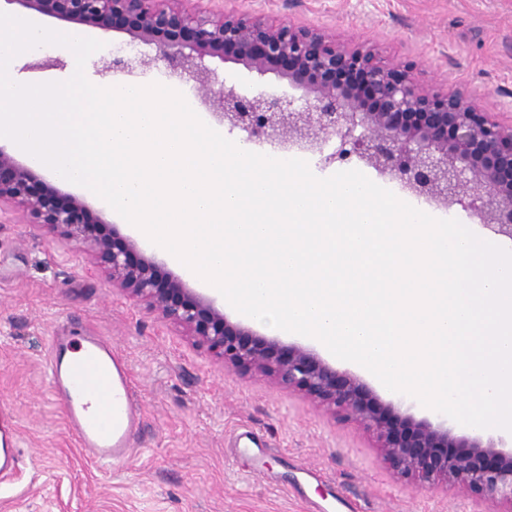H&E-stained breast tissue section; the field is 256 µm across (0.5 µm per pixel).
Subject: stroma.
Returning <instances> with one entry per match:
<instances>
[{
	"instance_id": "stroma-1",
	"label": "stroma",
	"mask_w": 512,
	"mask_h": 512,
	"mask_svg": "<svg viewBox=\"0 0 512 512\" xmlns=\"http://www.w3.org/2000/svg\"><path fill=\"white\" fill-rule=\"evenodd\" d=\"M215 7L263 12L319 27L346 42H375L387 60L420 63L438 88L479 100L512 92V0H215ZM102 49L86 61L94 85L154 82L181 93L190 83L164 66L100 77L101 59L126 37L87 29ZM35 67L16 56L19 83L63 82L76 69L71 50ZM45 190L83 199L91 220L116 239L129 224L94 193L46 179ZM94 329L123 355L137 385L143 423L120 465L100 469L71 437L47 376L49 338L58 325ZM12 416L20 463L0 477V512H498L499 502L455 489L413 487L382 460L357 424L334 418L311 399L258 375L227 367L179 326L113 287L88 246L64 245L41 224L0 222V409ZM261 438L258 459L230 447L241 427ZM261 462L265 478L249 471ZM317 477L308 481L305 470Z\"/></svg>"
}]
</instances>
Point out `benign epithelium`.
I'll list each match as a JSON object with an SVG mask.
<instances>
[{"label":"benign epithelium","instance_id":"7a95c632","mask_svg":"<svg viewBox=\"0 0 512 512\" xmlns=\"http://www.w3.org/2000/svg\"><path fill=\"white\" fill-rule=\"evenodd\" d=\"M29 14L125 34L154 50L102 63L104 77L156 62L194 84L220 124L272 152L317 153L324 163L362 161L429 202L456 206L512 242V99L482 109L463 90L440 91L417 78L416 64L385 61L368 42L348 45L319 28L275 24L249 11L214 10L205 0H6ZM273 72L299 97L214 89L208 58ZM40 176L0 147V212L45 224L64 244L89 245L112 285L180 326L224 363L267 377L354 420L377 442L395 474L416 486L450 485L463 496L512 505V449L503 439L459 435L443 421L416 420L384 403L358 375L340 373L313 349L230 322L211 301L128 240L100 236L87 204L40 190Z\"/></svg>","mask_w":512,"mask_h":512}]
</instances>
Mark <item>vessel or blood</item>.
I'll return each mask as SVG.
<instances>
[{
  "label": "vessel or blood",
  "mask_w": 512,
  "mask_h": 512,
  "mask_svg": "<svg viewBox=\"0 0 512 512\" xmlns=\"http://www.w3.org/2000/svg\"><path fill=\"white\" fill-rule=\"evenodd\" d=\"M48 377L65 411L68 429L85 456L109 467L124 461L142 424L125 360L93 331H55L50 341ZM14 428L0 416V474L16 470Z\"/></svg>",
  "instance_id": "1"
}]
</instances>
